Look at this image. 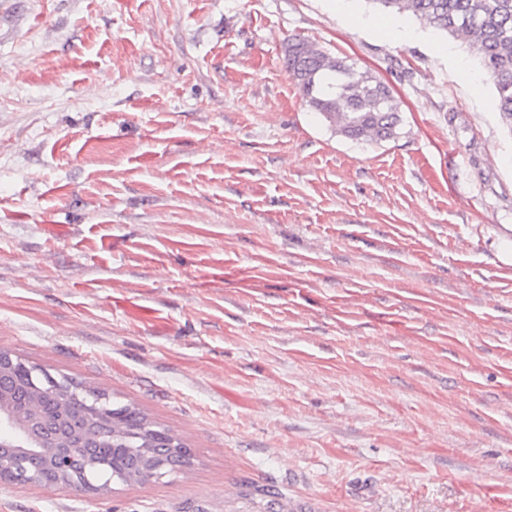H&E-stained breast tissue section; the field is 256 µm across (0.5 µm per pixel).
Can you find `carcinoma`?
Returning <instances> with one entry per match:
<instances>
[{
  "mask_svg": "<svg viewBox=\"0 0 512 512\" xmlns=\"http://www.w3.org/2000/svg\"><path fill=\"white\" fill-rule=\"evenodd\" d=\"M408 14L420 24L447 33L468 45L492 80L499 99L501 121L512 132V0H372ZM284 60L310 109L336 133L357 142L381 143L395 138L401 123L399 105L387 86L342 58L304 39L290 38ZM102 391L88 387L77 399L61 404L60 392L47 388L28 393L16 368L0 367V415L12 419L11 430L30 450L28 464L45 467L54 453L44 436L21 431L18 417L33 412L54 414L63 408V434L78 432L82 448L77 468L105 486L110 477L124 484L162 478L191 465L190 450L159 446L172 432L131 404H112V412L94 413L90 398Z\"/></svg>",
  "mask_w": 512,
  "mask_h": 512,
  "instance_id": "cac0c4a2",
  "label": "carcinoma"
}]
</instances>
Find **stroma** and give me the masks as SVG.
Returning <instances> with one entry per match:
<instances>
[{"mask_svg":"<svg viewBox=\"0 0 512 512\" xmlns=\"http://www.w3.org/2000/svg\"><path fill=\"white\" fill-rule=\"evenodd\" d=\"M296 36L391 88L396 138L309 108ZM505 242L495 87L411 16L0 0V350L195 455L104 496L0 482V512H512Z\"/></svg>","mask_w":512,"mask_h":512,"instance_id":"35a3bbf8","label":"stroma"}]
</instances>
